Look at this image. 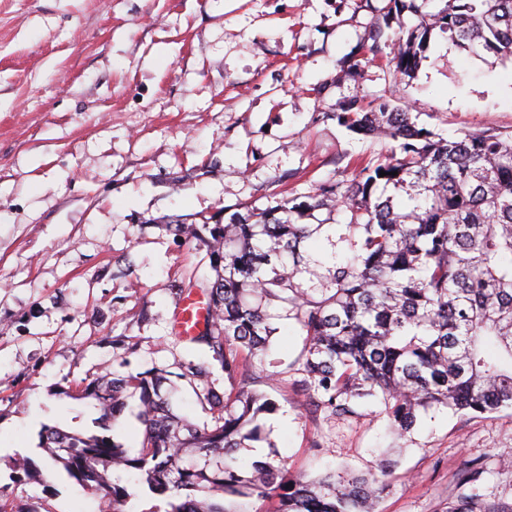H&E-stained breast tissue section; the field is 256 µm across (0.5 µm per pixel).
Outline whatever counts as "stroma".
Segmentation results:
<instances>
[{
  "instance_id": "stroma-1",
  "label": "stroma",
  "mask_w": 512,
  "mask_h": 512,
  "mask_svg": "<svg viewBox=\"0 0 512 512\" xmlns=\"http://www.w3.org/2000/svg\"><path fill=\"white\" fill-rule=\"evenodd\" d=\"M388 0H0V495L14 512H98L39 445L93 433L86 376L205 360L171 329L179 288L208 268L169 231L348 179L380 149L340 127L351 101L407 105L448 139L512 135V62L433 31L413 76L370 53ZM267 424L290 474L378 471L402 453L379 512H446L473 460L478 492L512 503V411H446L396 438L378 407L334 420L298 388L299 330L279 321ZM32 468L13 478L16 455Z\"/></svg>"
}]
</instances>
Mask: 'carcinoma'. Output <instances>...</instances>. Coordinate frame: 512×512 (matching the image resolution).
Here are the masks:
<instances>
[{
	"label": "carcinoma",
	"mask_w": 512,
	"mask_h": 512,
	"mask_svg": "<svg viewBox=\"0 0 512 512\" xmlns=\"http://www.w3.org/2000/svg\"><path fill=\"white\" fill-rule=\"evenodd\" d=\"M389 2L387 15L419 19L406 35L375 30L371 53L390 49L395 76L414 74L435 29L459 48L512 60V0ZM336 121L381 145L353 162L351 178L265 209L243 205L223 221L174 225L209 260L211 275L189 277L180 294L207 300L210 321L188 344L211 361H191L176 378L190 379L212 422L177 412L169 372L114 371L75 392L96 401L105 431L134 417L143 426L136 451L104 433L41 431L67 476L112 512H137L138 494L113 482L111 469L140 472L166 512H235L226 503L254 497L275 502L273 512H375L392 458L378 474L315 480L286 477L269 456L239 465V449L275 447L264 418L279 405L248 388L276 333L273 306L305 334L299 387L331 418L378 398L405 435L431 411H512V135L445 139L386 102L371 110L352 102ZM319 210L327 217L307 223ZM215 362L228 383L222 393L211 386ZM484 473L475 461L459 474L448 512H512L477 493Z\"/></svg>",
	"instance_id": "obj_1"
}]
</instances>
